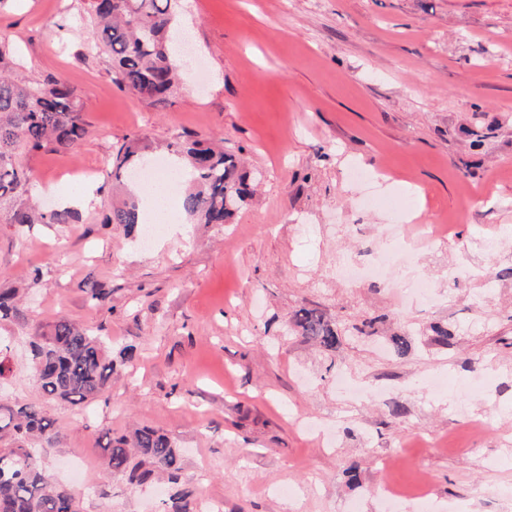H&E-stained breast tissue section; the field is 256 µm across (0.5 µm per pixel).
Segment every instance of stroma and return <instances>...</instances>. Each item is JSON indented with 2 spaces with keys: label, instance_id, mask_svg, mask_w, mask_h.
Segmentation results:
<instances>
[{
  "label": "stroma",
  "instance_id": "obj_1",
  "mask_svg": "<svg viewBox=\"0 0 512 512\" xmlns=\"http://www.w3.org/2000/svg\"><path fill=\"white\" fill-rule=\"evenodd\" d=\"M174 25L203 68L182 67L161 107L85 54L84 0H0L18 73L66 80L89 129L24 160L36 205L75 221L13 224L0 207V289L25 293L0 324V403L52 421L41 460L83 512H157L105 465L107 435L135 426L176 438L186 489L217 512H422L425 494L442 512H512V0H179ZM135 135L155 157L179 136L220 145L257 174L253 198L232 223L186 216L144 245L104 221L142 197L110 177ZM357 167L392 178L373 205ZM395 223L406 243L419 224L449 232L391 254L432 300L336 275ZM459 265L471 278L449 284ZM303 307L335 325V354L289 331ZM62 316L138 360L81 408L44 395L29 361L27 332Z\"/></svg>",
  "mask_w": 512,
  "mask_h": 512
}]
</instances>
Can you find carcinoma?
<instances>
[{"label":"carcinoma","instance_id":"1","mask_svg":"<svg viewBox=\"0 0 512 512\" xmlns=\"http://www.w3.org/2000/svg\"><path fill=\"white\" fill-rule=\"evenodd\" d=\"M174 0H87L95 24L93 47L109 55L115 82L164 105L175 85L178 66L172 49ZM12 49L0 43V203L12 204L13 224H65L69 209L35 212L29 197L35 183L20 164L24 153L69 151L88 134L82 107L73 87L61 79L27 81L11 73ZM146 139H126L112 159V177L140 161ZM185 161L179 169L190 190L182 197L185 213L200 224H227L252 196L250 174L222 150L199 140L168 145ZM127 231L142 223L139 205L126 201L106 217ZM22 317L17 292L0 290V322ZM294 324L305 338L334 353L340 344L336 327L315 309L295 313ZM30 360L40 390L52 399L74 406L89 404L112 384V374L134 366L133 349L120 361L112 359L104 341L66 317L48 329L28 336ZM53 424L34 405L16 410L0 405V512H81L80 498L67 491L40 463L37 440L51 442ZM107 466L131 488H142L161 476L170 492L161 499V512H197V502L181 489V459L177 442L153 428L136 429L131 436L108 438Z\"/></svg>","mask_w":512,"mask_h":512}]
</instances>
